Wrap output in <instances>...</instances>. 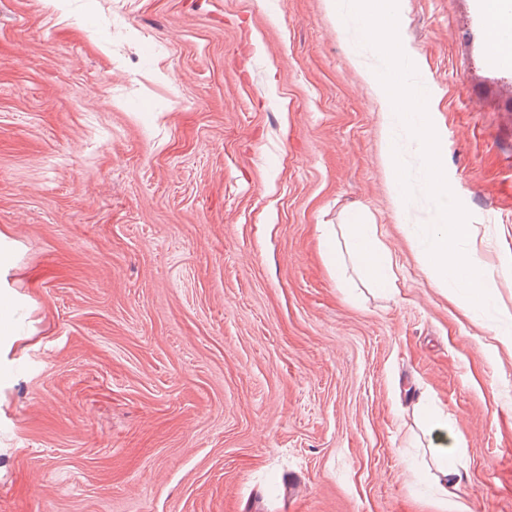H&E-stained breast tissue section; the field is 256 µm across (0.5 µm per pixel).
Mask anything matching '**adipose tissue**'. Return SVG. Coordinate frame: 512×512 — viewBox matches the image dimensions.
<instances>
[{"label":"adipose tissue","mask_w":512,"mask_h":512,"mask_svg":"<svg viewBox=\"0 0 512 512\" xmlns=\"http://www.w3.org/2000/svg\"><path fill=\"white\" fill-rule=\"evenodd\" d=\"M348 254L334 251L330 254V262L336 267H343L344 256H351L364 274L378 287H391L392 281L388 273L389 256L386 249L376 236L374 226L369 224H350L346 227Z\"/></svg>","instance_id":"1"}]
</instances>
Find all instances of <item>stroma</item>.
Segmentation results:
<instances>
[{"label": "stroma", "instance_id": "stroma-1", "mask_svg": "<svg viewBox=\"0 0 512 512\" xmlns=\"http://www.w3.org/2000/svg\"><path fill=\"white\" fill-rule=\"evenodd\" d=\"M473 3L399 0L398 35L496 274L512 88ZM373 53L330 0H0V512H512V287L470 310L433 284ZM354 220L393 288L337 280Z\"/></svg>", "mask_w": 512, "mask_h": 512}]
</instances>
